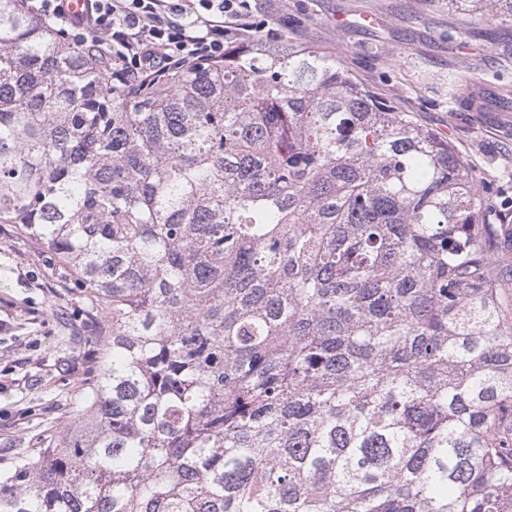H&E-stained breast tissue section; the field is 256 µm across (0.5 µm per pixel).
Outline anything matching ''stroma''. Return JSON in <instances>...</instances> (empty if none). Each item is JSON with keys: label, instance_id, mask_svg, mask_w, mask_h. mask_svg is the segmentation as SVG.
Returning a JSON list of instances; mask_svg holds the SVG:
<instances>
[{"label": "stroma", "instance_id": "1", "mask_svg": "<svg viewBox=\"0 0 512 512\" xmlns=\"http://www.w3.org/2000/svg\"><path fill=\"white\" fill-rule=\"evenodd\" d=\"M279 36L341 55L378 97L449 139L485 191L512 197V24L448 0H255ZM376 16V24L364 15ZM100 319L54 256L0 224V460L62 431L101 355Z\"/></svg>", "mask_w": 512, "mask_h": 512}]
</instances>
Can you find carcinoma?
<instances>
[{"mask_svg":"<svg viewBox=\"0 0 512 512\" xmlns=\"http://www.w3.org/2000/svg\"><path fill=\"white\" fill-rule=\"evenodd\" d=\"M111 69L0 0V224L105 319L0 512H512V212L454 145L307 41Z\"/></svg>","mask_w":512,"mask_h":512,"instance_id":"cac0c4a2","label":"carcinoma"}]
</instances>
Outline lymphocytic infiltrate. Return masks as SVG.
Returning <instances> with one entry per match:
<instances>
[{"label":"lymphocytic infiltrate","instance_id":"lymphocytic-infiltrate-1","mask_svg":"<svg viewBox=\"0 0 512 512\" xmlns=\"http://www.w3.org/2000/svg\"><path fill=\"white\" fill-rule=\"evenodd\" d=\"M24 7L76 45L106 46L116 90L223 61L224 43L235 37H277L275 29L255 21L250 0H87L85 14L76 18L63 0H25Z\"/></svg>","mask_w":512,"mask_h":512}]
</instances>
